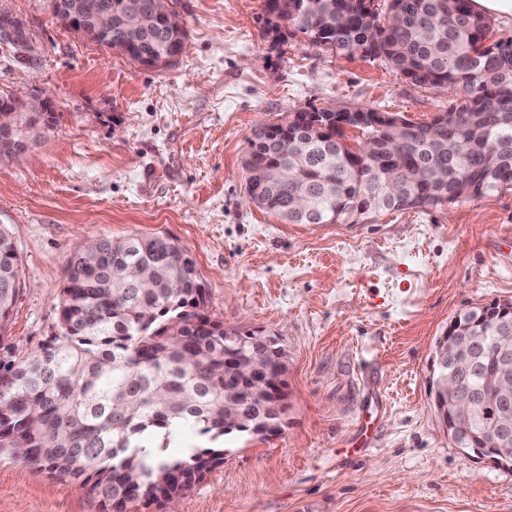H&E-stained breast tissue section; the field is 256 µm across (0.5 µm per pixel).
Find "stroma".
Listing matches in <instances>:
<instances>
[{
    "instance_id": "obj_1",
    "label": "stroma",
    "mask_w": 512,
    "mask_h": 512,
    "mask_svg": "<svg viewBox=\"0 0 512 512\" xmlns=\"http://www.w3.org/2000/svg\"><path fill=\"white\" fill-rule=\"evenodd\" d=\"M263 0H179L187 47L145 68L74 34L50 0H0L34 48L0 39V93L47 88L57 122L0 163V224L24 277L4 334L19 353L57 331L73 249L156 234L194 258L204 311L288 352V425L225 436L224 463L177 512H512V472L457 447L430 359L459 312L512 301V187L356 224H285L248 201L254 129L298 109L367 106L414 122L447 92L378 60L268 34ZM0 512H105L0 455Z\"/></svg>"
}]
</instances>
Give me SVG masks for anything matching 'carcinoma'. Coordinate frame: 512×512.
Returning <instances> with one entry per match:
<instances>
[{
	"label": "carcinoma",
	"mask_w": 512,
	"mask_h": 512,
	"mask_svg": "<svg viewBox=\"0 0 512 512\" xmlns=\"http://www.w3.org/2000/svg\"><path fill=\"white\" fill-rule=\"evenodd\" d=\"M112 26L94 43L123 47L135 62L160 59L185 29L150 19V0H99ZM271 31L288 30L313 46L382 58L411 83L446 90L454 104L396 136L360 128L356 147L333 124L345 109L316 108L305 123L288 117V139L254 130L243 168L247 198L289 224H347L369 213L482 197L512 185V35L484 44L488 18L471 0H264ZM392 14L388 24L381 15ZM56 123L35 106L0 127V156L19 157ZM404 156L389 164L393 149ZM23 270L8 225L0 224V331L15 304ZM205 295L186 248L157 235L104 238L73 250L58 303V333L20 356L0 345V451L101 498L112 512L143 499L166 505L224 463L222 448L170 456L151 448L186 429L217 439L280 434L288 414V358L272 337L271 390L252 388L225 366L224 323L203 313ZM484 337L481 368L461 374L483 405L462 423L473 446L494 449L512 471V441L495 432L494 379L502 371L496 332L478 308L455 317Z\"/></svg>",
	"instance_id": "obj_1"
}]
</instances>
